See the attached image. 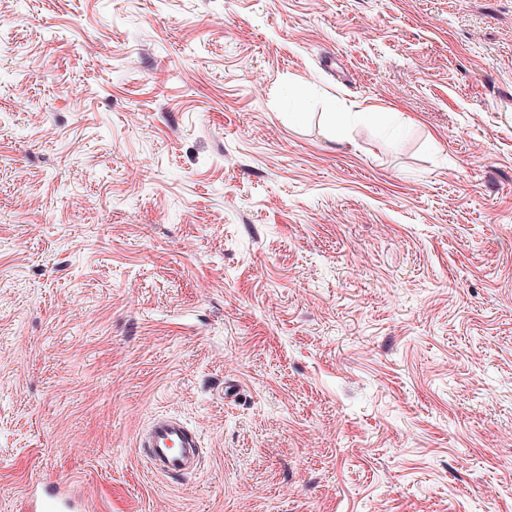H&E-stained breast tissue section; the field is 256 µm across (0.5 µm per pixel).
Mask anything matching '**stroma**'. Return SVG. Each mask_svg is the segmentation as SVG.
I'll return each instance as SVG.
<instances>
[{
  "label": "stroma",
  "instance_id": "35a3bbf8",
  "mask_svg": "<svg viewBox=\"0 0 512 512\" xmlns=\"http://www.w3.org/2000/svg\"><path fill=\"white\" fill-rule=\"evenodd\" d=\"M37 482L512 512V0H0V512ZM139 447L143 457L155 469L171 476L193 471L200 461L198 438L186 424L174 417L155 418Z\"/></svg>",
  "mask_w": 512,
  "mask_h": 512
}]
</instances>
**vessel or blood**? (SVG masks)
<instances>
[{
    "label": "vessel or blood",
    "mask_w": 512,
    "mask_h": 512,
    "mask_svg": "<svg viewBox=\"0 0 512 512\" xmlns=\"http://www.w3.org/2000/svg\"><path fill=\"white\" fill-rule=\"evenodd\" d=\"M139 446L141 453L157 470L168 475L193 471L200 461L196 435L179 419L155 418ZM94 501L58 484H41L25 495L24 512H91Z\"/></svg>",
    "instance_id": "obj_1"
}]
</instances>
